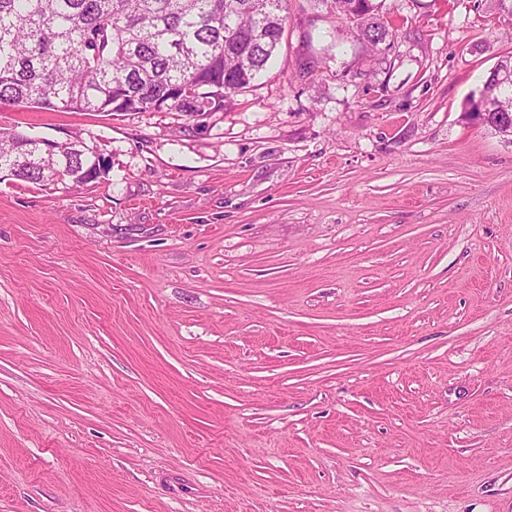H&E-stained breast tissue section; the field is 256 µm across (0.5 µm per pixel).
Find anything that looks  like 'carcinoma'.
Listing matches in <instances>:
<instances>
[{
    "mask_svg": "<svg viewBox=\"0 0 512 512\" xmlns=\"http://www.w3.org/2000/svg\"><path fill=\"white\" fill-rule=\"evenodd\" d=\"M373 46L389 22L375 0H317ZM288 0H0V100L55 112H180L195 127L264 75ZM512 123V91L486 125ZM75 135L0 131V172L41 186L108 175Z\"/></svg>",
    "mask_w": 512,
    "mask_h": 512,
    "instance_id": "carcinoma-1",
    "label": "carcinoma"
}]
</instances>
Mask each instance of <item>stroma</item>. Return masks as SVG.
<instances>
[{
    "label": "stroma",
    "instance_id": "1",
    "mask_svg": "<svg viewBox=\"0 0 512 512\" xmlns=\"http://www.w3.org/2000/svg\"><path fill=\"white\" fill-rule=\"evenodd\" d=\"M289 0L178 112L0 101L101 180L0 178V512H512V0ZM336 14L355 25L357 35L372 46L386 42L390 34L389 22L381 5L375 0H330ZM494 112H497L496 116H490L493 112H481L480 119L483 120L485 117L488 118L490 116L488 122L484 120L482 122L493 129L496 133L505 137V135H503L498 129V124L503 121L510 122L512 124V87L511 89L508 88L507 94L500 98L497 103V108ZM494 123H497V126Z\"/></svg>",
    "mask_w": 512,
    "mask_h": 512
}]
</instances>
